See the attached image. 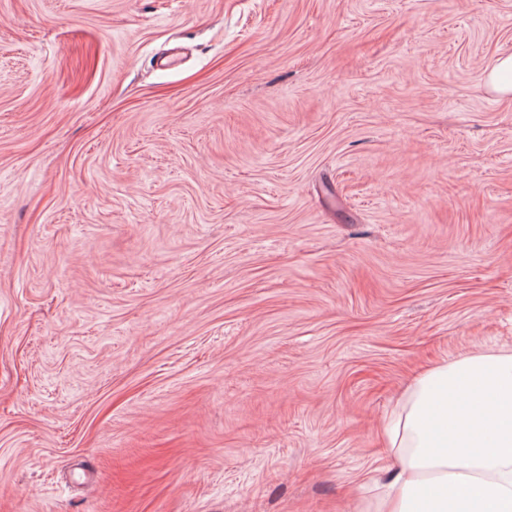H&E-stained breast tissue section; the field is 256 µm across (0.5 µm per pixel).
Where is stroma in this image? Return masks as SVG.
<instances>
[{
    "instance_id": "obj_1",
    "label": "stroma",
    "mask_w": 512,
    "mask_h": 512,
    "mask_svg": "<svg viewBox=\"0 0 512 512\" xmlns=\"http://www.w3.org/2000/svg\"><path fill=\"white\" fill-rule=\"evenodd\" d=\"M512 0H0V512H365L420 371L512 349ZM487 85L499 95H512V55L497 58L487 75Z\"/></svg>"
}]
</instances>
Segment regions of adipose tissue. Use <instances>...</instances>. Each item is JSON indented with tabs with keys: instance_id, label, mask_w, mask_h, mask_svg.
I'll list each match as a JSON object with an SVG mask.
<instances>
[{
	"instance_id": "ef3b65f1",
	"label": "adipose tissue",
	"mask_w": 512,
	"mask_h": 512,
	"mask_svg": "<svg viewBox=\"0 0 512 512\" xmlns=\"http://www.w3.org/2000/svg\"><path fill=\"white\" fill-rule=\"evenodd\" d=\"M381 434L399 468L374 512H512V352L416 375Z\"/></svg>"
}]
</instances>
